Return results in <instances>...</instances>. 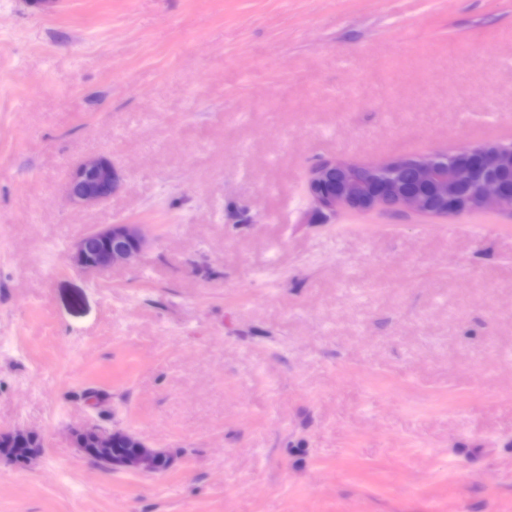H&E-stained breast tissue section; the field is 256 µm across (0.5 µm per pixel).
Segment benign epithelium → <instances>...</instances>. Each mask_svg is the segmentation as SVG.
Listing matches in <instances>:
<instances>
[{
  "label": "benign epithelium",
  "instance_id": "1",
  "mask_svg": "<svg viewBox=\"0 0 512 512\" xmlns=\"http://www.w3.org/2000/svg\"><path fill=\"white\" fill-rule=\"evenodd\" d=\"M411 169L417 190L404 186L399 174ZM125 189L119 170L103 156L81 161L71 172L65 192L76 206L99 204ZM306 192L315 214L326 224L339 213L408 212L423 217H448L489 208L512 214V144L487 142L455 152L434 151L423 156L393 158L363 164L326 159L309 171ZM100 246L89 252L90 240ZM150 240L145 224L97 226L78 240L70 260L74 268L93 273L109 266L132 263ZM122 433L82 427L77 436L93 447L92 463L113 472L144 475L161 473L158 462L166 452L149 447L138 435L124 434L135 451L112 454V444Z\"/></svg>",
  "mask_w": 512,
  "mask_h": 512
}]
</instances>
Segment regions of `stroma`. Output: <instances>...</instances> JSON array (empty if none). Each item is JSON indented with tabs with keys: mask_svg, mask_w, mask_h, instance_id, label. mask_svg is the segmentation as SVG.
I'll list each match as a JSON object with an SVG mask.
<instances>
[{
	"mask_svg": "<svg viewBox=\"0 0 512 512\" xmlns=\"http://www.w3.org/2000/svg\"><path fill=\"white\" fill-rule=\"evenodd\" d=\"M492 141L512 0H0V430L45 440L0 512H512V217L299 221L320 160ZM97 155L126 190L66 203ZM101 245L89 252L90 240ZM150 240L146 224L123 223L97 226L78 240L72 249L70 260L74 268L93 273L109 266H124L132 263ZM92 241V249L98 242ZM75 435L85 436L90 440L94 453V458L91 462L96 466L107 468L112 472L122 471L144 475H156L163 472L157 468L158 462L163 456L168 460V468L171 465V458L166 452L150 448L136 434H128L120 429L107 431L97 427H82L75 431ZM119 436L124 437L136 450L125 456L112 455V451L114 454L119 455L133 451V448H131L126 441L117 439ZM116 439L117 441L113 444Z\"/></svg>",
	"mask_w": 512,
	"mask_h": 512,
	"instance_id": "obj_1",
	"label": "stroma"
}]
</instances>
